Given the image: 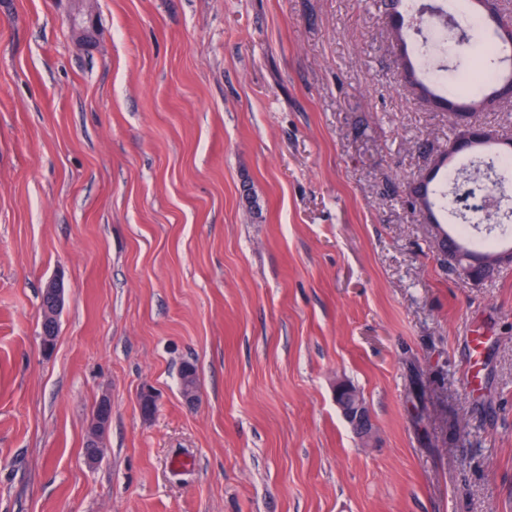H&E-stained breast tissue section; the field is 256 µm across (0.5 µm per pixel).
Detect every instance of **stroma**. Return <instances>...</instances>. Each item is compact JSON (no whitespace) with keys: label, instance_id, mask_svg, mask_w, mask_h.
Listing matches in <instances>:
<instances>
[{"label":"stroma","instance_id":"stroma-1","mask_svg":"<svg viewBox=\"0 0 512 512\" xmlns=\"http://www.w3.org/2000/svg\"><path fill=\"white\" fill-rule=\"evenodd\" d=\"M396 52L384 0H0V512H512V265L407 205ZM335 398L336 404L354 433L365 441L370 440L374 434V427L369 410L357 395L347 389L344 380L336 381ZM103 410L108 411L107 413H103ZM112 418V405L108 398H102L97 403V407L95 409V412L93 413L91 417V425L96 426L102 430V432L99 434V436L96 438V443L94 448H84L85 451L88 452V454H94L95 448L96 449V455L97 456H103L104 449H103V438L110 426Z\"/></svg>","mask_w":512,"mask_h":512}]
</instances>
